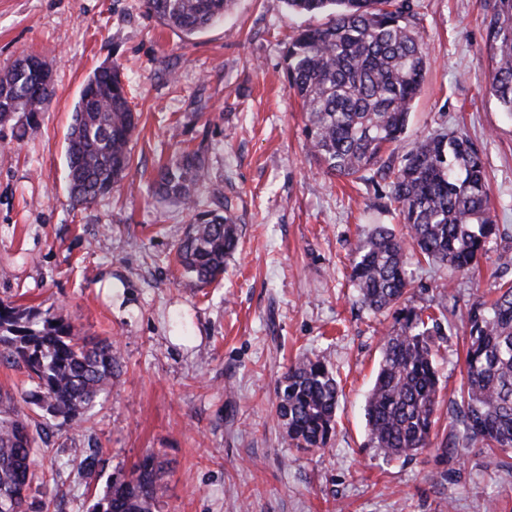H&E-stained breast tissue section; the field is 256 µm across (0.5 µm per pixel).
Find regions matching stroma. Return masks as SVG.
Masks as SVG:
<instances>
[{"mask_svg": "<svg viewBox=\"0 0 512 512\" xmlns=\"http://www.w3.org/2000/svg\"><path fill=\"white\" fill-rule=\"evenodd\" d=\"M430 66L397 153L437 133L482 151L501 235L477 269L411 259L415 306L464 308L512 281V116L489 92L485 19L493 0H413ZM322 16L285 0H235L223 19L185 37L142 0H0V70L34 53L55 94L36 115L0 125V299L110 339L119 376L75 426L27 403L35 384L0 361V396L38 432L42 482L29 512H91L113 480L151 454L163 464L159 512H512V463L470 447L389 459L367 445L366 395L383 331L349 280L351 249L376 225L406 234L387 209L380 172L324 175L308 153L305 115L284 73L287 42ZM119 65L138 117L131 165L111 193L73 206L66 138L87 77ZM202 148L199 207L221 189L239 226L224 276L184 273L175 251L182 205L153 192L158 167ZM111 293H104V282ZM437 425L456 419L465 365L463 323L437 337ZM322 359L342 388L336 434L322 451L285 443L277 386L300 357ZM99 451L93 476L74 449Z\"/></svg>", "mask_w": 512, "mask_h": 512, "instance_id": "stroma-1", "label": "stroma"}]
</instances>
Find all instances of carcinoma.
I'll return each instance as SVG.
<instances>
[{"label": "carcinoma", "mask_w": 512, "mask_h": 512, "mask_svg": "<svg viewBox=\"0 0 512 512\" xmlns=\"http://www.w3.org/2000/svg\"><path fill=\"white\" fill-rule=\"evenodd\" d=\"M295 13L324 14L327 21L298 33L285 53L290 88L305 112L313 158L337 178L363 177L380 164L388 197L409 239L378 225L354 250L350 280L361 304L392 316L381 360L366 398L370 447L390 458H411L432 448L439 406L435 337L444 312L411 304L408 254L454 272L470 271L500 235L485 169L468 139L440 133L399 157L391 145L406 132L428 68L417 37L412 0H285ZM235 0H144L163 24L193 36L219 22ZM494 60L490 91L512 114V0H495L487 24ZM25 55L0 74V124L46 110L55 93ZM125 83L117 67H100L86 79L75 106L67 145L68 191L84 206L112 191L130 168L135 130ZM388 157H383V154ZM205 167L201 149H185L160 167L155 191L183 202L189 228L176 250L179 265L203 283L224 275L237 249L238 225L228 202L200 210L195 199ZM466 375L457 403L462 430L453 447L479 444L512 450V283L491 301L475 300L462 317ZM0 356L36 384L35 405L74 425L117 378V357L107 340L79 336L68 320L0 301ZM339 387L322 360L306 356L288 368L279 386V415L288 445L310 452L326 448L336 432ZM34 438L17 408L0 411V512H26L35 480ZM162 465L146 456L129 475L112 481L91 512H157L166 493Z\"/></svg>", "instance_id": "cac0c4a2"}]
</instances>
